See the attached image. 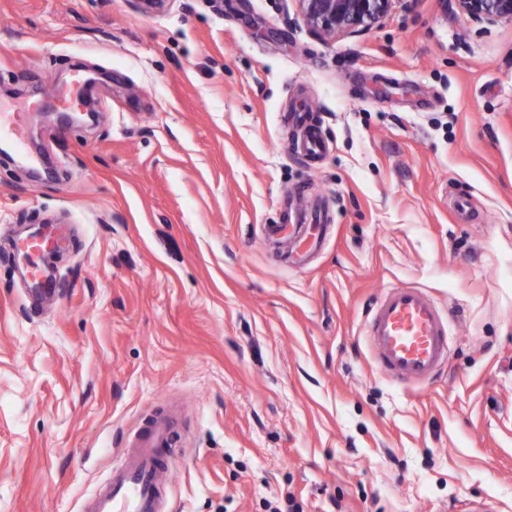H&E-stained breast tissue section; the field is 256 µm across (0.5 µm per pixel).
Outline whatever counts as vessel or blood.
I'll return each mask as SVG.
<instances>
[{"label":"vessel or blood","mask_w":512,"mask_h":512,"mask_svg":"<svg viewBox=\"0 0 512 512\" xmlns=\"http://www.w3.org/2000/svg\"><path fill=\"white\" fill-rule=\"evenodd\" d=\"M34 109L29 101L15 103L7 111L0 109V140L23 148L28 114ZM296 150L302 157L315 160L326 153L327 144L315 128L307 126L296 141ZM280 209L279 223L264 227L269 240L280 242L286 234L311 250L323 244L326 227L306 200L286 198ZM367 336L379 366L403 383L428 384L448 361L445 317L418 288L388 290L371 314ZM183 433L178 417L162 413L151 416L130 435L106 485L89 499L84 512H162L174 465L172 450L178 447Z\"/></svg>","instance_id":"obj_1"}]
</instances>
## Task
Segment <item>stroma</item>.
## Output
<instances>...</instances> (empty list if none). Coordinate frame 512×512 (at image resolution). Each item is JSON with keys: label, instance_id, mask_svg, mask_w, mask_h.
<instances>
[{"label": "stroma", "instance_id": "obj_1", "mask_svg": "<svg viewBox=\"0 0 512 512\" xmlns=\"http://www.w3.org/2000/svg\"><path fill=\"white\" fill-rule=\"evenodd\" d=\"M76 67L95 121L29 116L51 175L0 154V512H81L169 407L165 512H512V23L411 0L321 41L295 0H0V104ZM300 103L314 163L279 120ZM299 189L327 236L285 267L261 227ZM45 223L59 297L34 306ZM394 286L450 314L431 384L369 350ZM296 151L307 160H315L327 152V144L315 128L305 126L300 139L296 141Z\"/></svg>", "mask_w": 512, "mask_h": 512}]
</instances>
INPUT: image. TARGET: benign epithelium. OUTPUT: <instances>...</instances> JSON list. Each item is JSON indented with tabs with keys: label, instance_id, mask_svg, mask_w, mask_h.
<instances>
[{
	"label": "benign epithelium",
	"instance_id": "obj_1",
	"mask_svg": "<svg viewBox=\"0 0 512 512\" xmlns=\"http://www.w3.org/2000/svg\"><path fill=\"white\" fill-rule=\"evenodd\" d=\"M310 33L321 40L371 30L408 0H295ZM457 11L472 21L494 25L512 22V0H455Z\"/></svg>",
	"mask_w": 512,
	"mask_h": 512
}]
</instances>
